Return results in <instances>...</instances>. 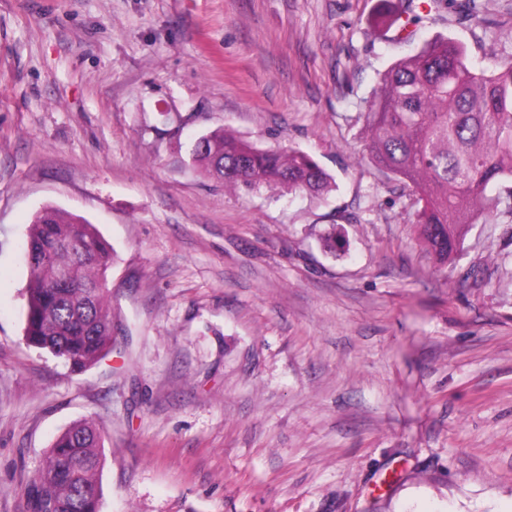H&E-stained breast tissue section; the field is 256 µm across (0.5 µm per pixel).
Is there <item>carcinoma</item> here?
<instances>
[{"label": "carcinoma", "mask_w": 512, "mask_h": 512, "mask_svg": "<svg viewBox=\"0 0 512 512\" xmlns=\"http://www.w3.org/2000/svg\"><path fill=\"white\" fill-rule=\"evenodd\" d=\"M371 161L407 182L424 244L442 264L479 215L501 196L489 186L512 180V58L473 64L460 43L426 42L393 63L363 113ZM192 165L224 184H266L290 193H323L334 177L297 149H259L224 130L193 147ZM23 255L30 271L24 340L81 374L114 345L110 248L97 227L46 208L29 227ZM104 436L92 421L62 432L30 480V512H100Z\"/></svg>", "instance_id": "carcinoma-1"}]
</instances>
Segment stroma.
I'll use <instances>...</instances> for the list:
<instances>
[{"label":"stroma","mask_w":512,"mask_h":512,"mask_svg":"<svg viewBox=\"0 0 512 512\" xmlns=\"http://www.w3.org/2000/svg\"><path fill=\"white\" fill-rule=\"evenodd\" d=\"M461 2L0 0V512L83 420L100 512H512V213L439 264L361 117L432 38L512 56V0ZM214 129L336 188L207 178ZM48 206L113 249L115 349L79 375L23 339Z\"/></svg>","instance_id":"35a3bbf8"}]
</instances>
